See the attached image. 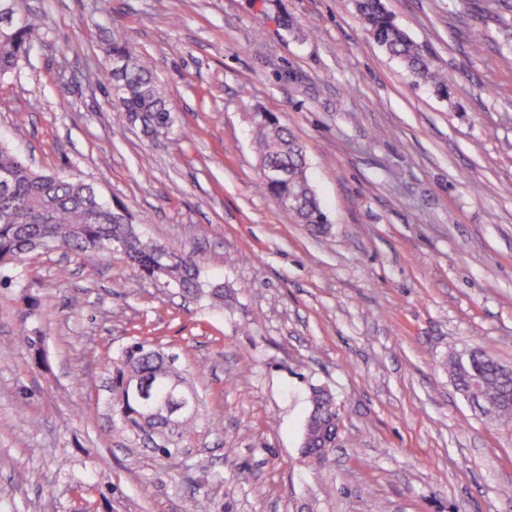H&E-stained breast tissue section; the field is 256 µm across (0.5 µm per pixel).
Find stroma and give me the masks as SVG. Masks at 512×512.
Listing matches in <instances>:
<instances>
[{
    "label": "stroma",
    "mask_w": 512,
    "mask_h": 512,
    "mask_svg": "<svg viewBox=\"0 0 512 512\" xmlns=\"http://www.w3.org/2000/svg\"><path fill=\"white\" fill-rule=\"evenodd\" d=\"M383 3L455 71L448 95L353 0H28L45 34L0 82V142L196 256L224 303L118 254H31L24 289L0 288V512H512V427L448 372L476 348L512 367V0ZM116 30L154 60L164 138L112 104ZM256 112L304 145L323 232L263 191ZM145 337L205 399V433L170 457L113 436L106 411L104 359ZM317 387L340 416L319 465L301 452Z\"/></svg>",
    "instance_id": "35a3bbf8"
}]
</instances>
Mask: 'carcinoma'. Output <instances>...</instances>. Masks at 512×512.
Returning <instances> with one entry per match:
<instances>
[{"label":"carcinoma","mask_w":512,"mask_h":512,"mask_svg":"<svg viewBox=\"0 0 512 512\" xmlns=\"http://www.w3.org/2000/svg\"><path fill=\"white\" fill-rule=\"evenodd\" d=\"M25 0H0V80L16 73L20 62L42 41L43 19L21 11ZM356 10L366 33L389 55L397 58L417 79L431 84L441 95L456 82L454 72L438 71L428 52L412 40L384 8L381 0H356ZM107 55L116 63L107 83L112 103L130 125L148 137L169 133L172 113L154 79L150 59L133 54L125 38L112 35ZM259 155V178L267 193L296 224L321 231L325 213L307 176L302 144L272 116L256 112L252 117ZM0 286L16 280L13 271L24 256L40 248L73 252L85 262L97 264L106 254L123 255L137 271L178 290L183 295L224 304V286L205 280L194 256L145 238L134 217L114 208L82 181L65 175L33 170L9 147L0 144ZM112 374L109 411L112 430L132 444L151 435L155 451L171 456L187 447L199 433L204 402L195 413L173 419L162 408L148 409L133 392L134 384L148 385L151 397L165 402L173 391L196 392L188 369L179 357L135 340L105 360ZM449 371L463 395L478 383L476 398L482 414L497 425H512V374L509 368L475 350L458 354L448 362ZM336 430V402L331 393L316 389L311 397L302 436V453L321 461L328 453L327 435Z\"/></svg>","instance_id":"carcinoma-1"}]
</instances>
